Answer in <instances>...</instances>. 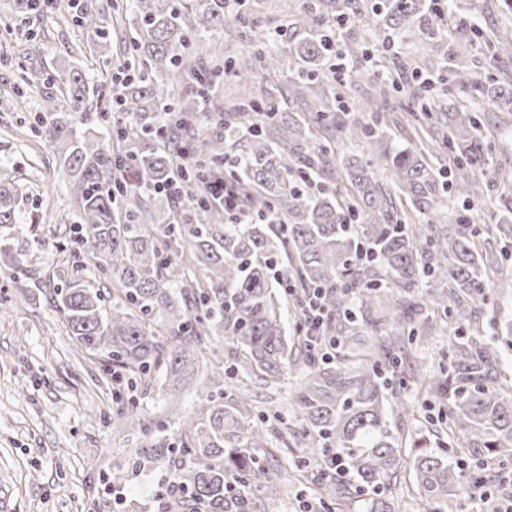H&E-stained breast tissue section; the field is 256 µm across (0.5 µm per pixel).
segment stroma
I'll use <instances>...</instances> for the list:
<instances>
[{"label": "stroma", "mask_w": 512, "mask_h": 512, "mask_svg": "<svg viewBox=\"0 0 512 512\" xmlns=\"http://www.w3.org/2000/svg\"><path fill=\"white\" fill-rule=\"evenodd\" d=\"M84 0H53V9L31 19L26 28L0 27V93L18 101L10 112H0V179L19 183L16 210L22 221L0 226V239L24 254L34 275L27 284L13 287L7 272H0V295L11 298L8 315L0 316V512H154V492L167 477L165 469L139 472L133 463L139 451L150 448L149 438L113 428L117 411L110 388L100 377V364L82 353L70 336L62 316L49 302L46 279L68 256L57 249L76 217L72 189L59 169L49 144L33 129L40 111V95L58 94L55 71L70 64L71 44L78 33L72 18ZM359 43L371 53L372 65H385L401 90H382L366 81L347 87L345 100L360 102L381 95L382 134L373 147L357 148L361 158L375 159L389 148L415 147L419 141L402 121L408 100L406 75L419 71L437 75L438 60L430 43L406 38L390 52H382L372 32L356 31ZM32 72L39 83L31 90L20 79ZM450 101L481 112L483 130L492 144L490 164L497 176L512 179V112L484 107L482 98L467 87L453 88ZM480 189L470 201L449 199L435 220L437 228L466 216L473 224L498 221L497 193L484 174H475ZM35 220L34 233L25 223ZM198 380H190L181 401H174L164 386H154L140 403L148 419L164 423L176 436L174 413L196 408ZM295 380L288 377L278 387L263 381H246L243 388L226 390V398L247 390L257 409L287 407ZM122 473L118 495L106 494L103 475Z\"/></svg>", "instance_id": "35a3bbf8"}]
</instances>
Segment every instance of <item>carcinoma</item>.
Returning <instances> with one entry per match:
<instances>
[{
	"mask_svg": "<svg viewBox=\"0 0 512 512\" xmlns=\"http://www.w3.org/2000/svg\"><path fill=\"white\" fill-rule=\"evenodd\" d=\"M262 2L112 0L130 33L129 57L115 68L105 10L85 3L75 22L102 67L78 61L54 74L71 111L42 98L38 132L71 180L72 267L93 260L112 290L72 276L54 289V307L80 350L122 378L116 422L134 434L149 433L138 393L162 376L174 396L185 377L203 375L206 393L177 417L176 445L159 438L136 459L142 471L168 470L182 488L177 495L162 488L157 512H283L286 468L326 470L332 453L343 457L344 473L298 490L317 512H346L352 497L365 512H396L392 486L404 469L424 512H460L465 484L488 492L493 471H512V385L495 344L500 334L512 345V318L485 329L479 323L495 291L490 271L508 256L488 248L476 226H433L448 188L469 199L473 174L489 166L480 115L420 89L406 119L421 146L395 147L376 161L388 188L356 155L333 175L334 155L364 144L379 124L371 103L358 106L365 120L344 116L336 85L381 80L353 65L359 28L388 43L410 35L431 42L455 83L476 88L500 112H512V81L507 90L481 81L453 50L459 22L451 2L444 10L435 0H295L288 12ZM246 24L260 30L249 48L196 57ZM480 37L496 57L512 56V26ZM220 73L255 90L227 99L228 117L217 120L224 132L210 133L204 124L223 92L214 82ZM106 76L118 116L101 132L76 114L97 110ZM284 76L288 100L305 102V111L287 112L264 92ZM178 84L190 93H177ZM178 149L193 162L181 175L185 220L161 190ZM442 155L455 171L452 183L432 163ZM197 168L224 175L274 223L232 222L207 196ZM17 195L18 184L0 179V224L17 223ZM0 268L26 275L6 245ZM278 268L322 291L345 353H313L299 323L292 340ZM423 280L429 285L413 296ZM431 315L450 338L438 364L427 367L420 345L429 342ZM215 333L240 356L237 367L224 368ZM293 366L301 375L288 410L256 424L251 404L224 401V379L241 371L273 385ZM409 388L438 404L437 417H424L433 446L424 436L406 445L392 428L394 411L416 417ZM273 433L281 449L300 453L271 459Z\"/></svg>",
	"mask_w": 512,
	"mask_h": 512,
	"instance_id": "cac0c4a2",
	"label": "carcinoma"
}]
</instances>
